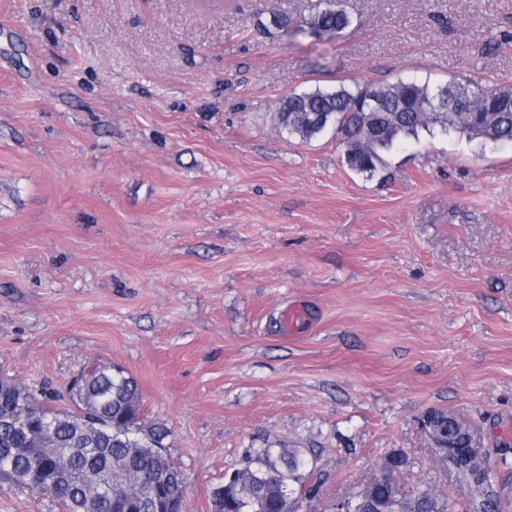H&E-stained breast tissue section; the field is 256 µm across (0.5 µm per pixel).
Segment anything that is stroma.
Instances as JSON below:
<instances>
[{
  "label": "stroma",
  "instance_id": "obj_1",
  "mask_svg": "<svg viewBox=\"0 0 512 512\" xmlns=\"http://www.w3.org/2000/svg\"><path fill=\"white\" fill-rule=\"evenodd\" d=\"M342 3L319 38L310 0H0V378L122 368L187 512L278 444L315 451L321 512L394 452L464 512L431 410L512 500V142L424 133L369 179L275 121L355 79L512 86V0ZM311 3L310 14L305 23L310 31H317L320 36L337 37L350 24L351 18L340 8L338 0H317Z\"/></svg>",
  "mask_w": 512,
  "mask_h": 512
}]
</instances>
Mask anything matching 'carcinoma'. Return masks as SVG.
Here are the masks:
<instances>
[{"label": "carcinoma", "mask_w": 512, "mask_h": 512, "mask_svg": "<svg viewBox=\"0 0 512 512\" xmlns=\"http://www.w3.org/2000/svg\"><path fill=\"white\" fill-rule=\"evenodd\" d=\"M305 23L321 36L337 37L351 18L338 0H316ZM446 100L431 115L416 106L437 98ZM333 118L347 166L366 177L385 169L384 153L421 130H453L485 143L512 141V89L451 78L443 83L399 79L392 83L356 82L334 88L317 87L292 93L276 112L281 132L308 142L327 130L322 115ZM37 412L52 417L55 427L31 437L0 423V483L48 495L62 512H123L124 505L105 499L91 478L110 476L115 467L150 477L175 471L170 456L159 450L166 431L147 427L141 419V396L136 380L120 369L101 365L76 384H69L67 404L55 406L57 396L47 388L29 392ZM457 420L434 411L428 424L438 439ZM67 455L66 471L56 474V459L41 444ZM459 480L468 512H503L497 481L485 448H468L459 456L436 449ZM314 455L298 448H250L232 469L241 483L240 495L224 504L227 512H283L286 494L308 483ZM371 512H450L448 496L417 486L404 490L394 476L364 491Z\"/></svg>", "instance_id": "carcinoma-1"}]
</instances>
